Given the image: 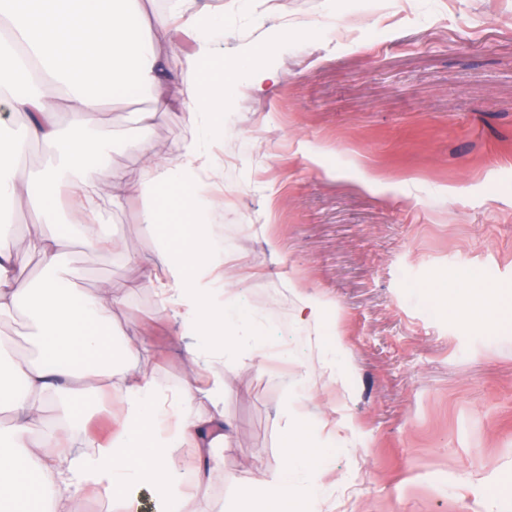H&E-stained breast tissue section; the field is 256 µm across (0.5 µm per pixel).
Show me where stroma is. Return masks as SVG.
Masks as SVG:
<instances>
[{
  "label": "stroma",
  "mask_w": 512,
  "mask_h": 512,
  "mask_svg": "<svg viewBox=\"0 0 512 512\" xmlns=\"http://www.w3.org/2000/svg\"><path fill=\"white\" fill-rule=\"evenodd\" d=\"M224 32V52L276 43L281 76L225 114L224 195L209 213L223 237L231 311L253 343L224 339V466L197 503L232 512L256 467L281 465L311 429L312 498L294 512H512V0H258ZM138 98L92 116L106 136L98 177L131 179L126 141L164 151L190 129L179 111L137 123ZM101 216L122 255L73 244L81 286L109 281L118 324L150 320L152 289L128 292L152 256L141 203ZM277 252H270V245ZM303 298L338 336L334 370L295 321ZM154 326L163 380L185 376L173 337ZM345 418V444L329 423Z\"/></svg>",
  "instance_id": "obj_1"
}]
</instances>
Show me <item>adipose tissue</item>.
I'll list each match as a JSON object with an SVG mask.
<instances>
[{
    "mask_svg": "<svg viewBox=\"0 0 512 512\" xmlns=\"http://www.w3.org/2000/svg\"><path fill=\"white\" fill-rule=\"evenodd\" d=\"M0 0V24L35 62L30 79L9 45L0 41V108L18 115L17 137L0 139V210L25 201L50 215L60 206L91 214L67 232L31 231L25 252L12 244L10 225L0 224V320L23 309L34 326L29 356L14 359L9 337L0 336V512H69L73 496L90 490L117 512H139L142 491L153 492L157 512H190L194 490L221 468L220 451L232 434L224 423V337L252 343V327L233 318L224 300V242L206 219L215 200L222 165L224 114L240 86L261 92L277 80L267 43L224 57V14L196 0H171L152 11L150 0ZM180 57L166 72L167 55ZM100 75L104 88L151 90L139 121L179 110L192 134L159 151L148 141L132 143L142 165L133 180L111 175L100 188L97 160L106 149L88 119L102 107L100 94L63 90L61 71ZM71 117L59 123V112ZM44 149L46 166L18 178L16 166L30 143ZM181 190L188 219L177 235L163 234V192ZM113 205L135 198L141 221L161 230L155 254L129 257L140 280L157 298L156 322L175 321L189 342L188 376L169 385L134 360L156 355L149 324L117 330L120 343L105 336L125 304L110 283L94 295L64 283V260L73 240L93 251L117 252L121 245L102 222L101 194ZM47 273L41 285L28 275L29 256ZM116 401L119 411L107 436L86 431L77 407L86 396ZM187 451L189 466L175 462ZM193 478H186V471ZM313 474L298 451L286 449L273 474L244 493L249 512H285L311 497Z\"/></svg>",
    "mask_w": 512,
    "mask_h": 512,
    "instance_id": "ef3b65f1",
    "label": "adipose tissue"
}]
</instances>
